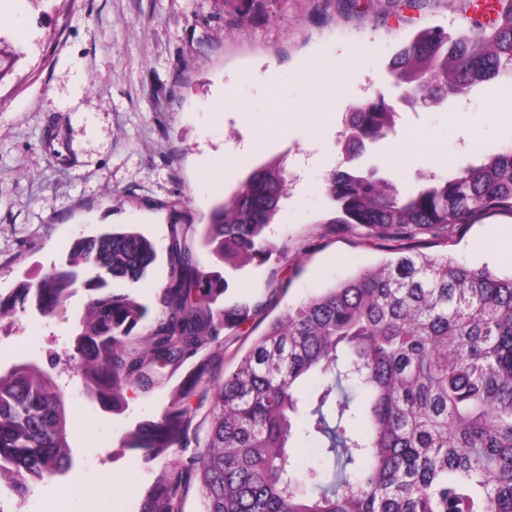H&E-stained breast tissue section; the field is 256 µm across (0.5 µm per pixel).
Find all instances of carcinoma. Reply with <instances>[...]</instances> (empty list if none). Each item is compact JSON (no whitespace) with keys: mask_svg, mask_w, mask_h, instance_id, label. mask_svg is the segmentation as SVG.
Segmentation results:
<instances>
[{"mask_svg":"<svg viewBox=\"0 0 512 512\" xmlns=\"http://www.w3.org/2000/svg\"><path fill=\"white\" fill-rule=\"evenodd\" d=\"M448 3L459 28L424 27L390 60L410 97L443 103L512 80V0H494L487 21L476 0ZM396 116L383 98L346 113L347 166L327 186L336 223L398 243L394 256L289 308L231 355L222 378L207 350L260 313L225 294L231 273L276 251L266 229L286 195L277 161L254 169L199 228L171 207L168 276L150 324L149 307L122 288L158 257L133 230L81 238L62 265L0 294V317L27 304L51 321L86 293L69 358L87 395L114 414L150 374L189 364L167 405L122 438L146 464L194 449L185 471L155 475L138 512H183L192 488L203 512H512V272L401 246L420 235L446 244L478 213H512V146L402 187L361 164ZM198 243L213 265L200 263ZM298 428L320 455L321 469L307 470L311 494L288 451ZM69 437L55 377L29 362L0 368V480L22 498L66 473Z\"/></svg>","mask_w":512,"mask_h":512,"instance_id":"obj_1","label":"carcinoma"}]
</instances>
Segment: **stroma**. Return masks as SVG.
<instances>
[{
    "mask_svg": "<svg viewBox=\"0 0 512 512\" xmlns=\"http://www.w3.org/2000/svg\"><path fill=\"white\" fill-rule=\"evenodd\" d=\"M25 6V30L0 20V37L20 58L0 81V293L64 261L77 239L132 229L165 249L169 204L188 221H206L214 203L250 171L280 159L290 181L271 226L286 247L249 264L228 295L260 306L249 322L260 335L269 319L388 256L390 244L335 223L326 193L342 161L345 112L376 96L393 104L396 131L370 146L371 163L401 186L449 168L479 163L512 145L503 109L512 81L476 88L440 106L404 102L387 71L393 53L426 26L456 28L448 0L424 9L408 0H42ZM316 70L314 84L303 75ZM224 89L216 109L213 91ZM254 150H243L249 137ZM512 230V214H478L447 245L414 240L416 250L469 265L505 269L490 249ZM86 298L69 302L70 321L17 312L0 321V366L29 360L52 369L63 388L74 467L25 497L0 499V512H137L159 472L122 449L135 421L152 417L166 388L128 394L120 415L85 394L62 357L72 319ZM95 488L78 500L73 482Z\"/></svg>",
    "mask_w": 512,
    "mask_h": 512,
    "instance_id": "35a3bbf8",
    "label": "stroma"
}]
</instances>
